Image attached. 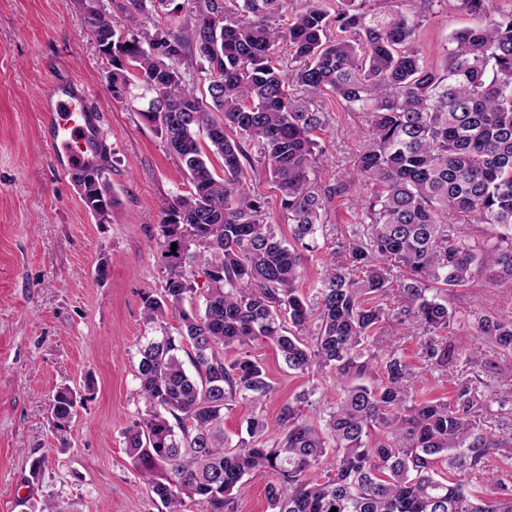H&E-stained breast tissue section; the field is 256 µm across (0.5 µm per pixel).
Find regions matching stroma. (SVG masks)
<instances>
[{
	"mask_svg": "<svg viewBox=\"0 0 512 512\" xmlns=\"http://www.w3.org/2000/svg\"><path fill=\"white\" fill-rule=\"evenodd\" d=\"M475 22L457 0H439L416 45L438 63L450 35ZM56 84L74 85L103 116L95 162L116 200L106 218L91 213L71 176L52 164L41 118ZM151 97L134 84L127 98H113L80 0H0V512H30L51 497L70 512H166L139 481L122 436L144 409L135 379L146 330L140 295L164 283L161 211L189 186L141 115ZM321 107L327 123L314 135L322 152L313 172L328 185L351 171L365 121L332 94ZM373 191L359 181L327 205L303 293L313 294L331 249L361 220ZM448 306L455 314L450 336L470 347L475 316L512 317V291L478 279L449 293ZM386 340L411 366L419 394L448 397L474 381L487 430L512 433V403L502 404L498 379L473 364L441 377L422 367L418 337L391 325ZM251 355L273 385L264 404L272 440L282 404L315 383L288 370L271 345L254 343ZM315 385L330 390L328 382ZM65 386L86 398L61 441L50 405ZM38 458L45 466L36 478L31 464Z\"/></svg>",
	"mask_w": 512,
	"mask_h": 512,
	"instance_id": "obj_1",
	"label": "stroma"
}]
</instances>
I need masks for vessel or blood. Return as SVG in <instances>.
<instances>
[{"mask_svg":"<svg viewBox=\"0 0 512 512\" xmlns=\"http://www.w3.org/2000/svg\"><path fill=\"white\" fill-rule=\"evenodd\" d=\"M43 129L52 158L61 170L91 164L90 146L97 130L85 98L67 92L48 102Z\"/></svg>","mask_w":512,"mask_h":512,"instance_id":"1","label":"vessel or blood"}]
</instances>
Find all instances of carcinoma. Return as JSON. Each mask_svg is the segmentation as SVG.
<instances>
[{"label":"carcinoma","instance_id":"1","mask_svg":"<svg viewBox=\"0 0 512 512\" xmlns=\"http://www.w3.org/2000/svg\"><path fill=\"white\" fill-rule=\"evenodd\" d=\"M175 2L124 0L117 19L102 0H84L112 96L135 79L154 93L142 116L190 184L162 210L164 285L140 296L150 329L136 374L145 410L123 437L142 483L167 512H187L188 502L237 512L245 484L271 474L274 512H512V436L484 428L485 407L467 383L449 399L417 396L411 367L383 340L390 322L422 332L419 359L442 376L462 359L493 370L479 357L484 347L512 353L511 317L478 316L474 348L446 335L448 292L479 277L512 288V14L486 18L484 0H458L480 20L453 33L434 66L415 46L421 14L406 0L367 9L335 0L334 11L329 0H303L287 21L284 0ZM169 5L172 17L186 12L177 30L136 31L140 15ZM282 47L297 68L280 65ZM192 67L206 74L204 97L185 79ZM329 94L365 116L353 169L376 191L306 295L304 252L317 248L327 204L354 184L311 181L314 133L326 121L317 103ZM251 145L279 191L286 236L250 175ZM72 179L89 210L115 206L100 168ZM198 293L204 309H186ZM258 341L289 370L336 388L317 421V387L283 404L271 444L263 405L273 385L250 354ZM80 398L69 387L55 393L57 436ZM241 400L252 413L233 439L224 412ZM496 449L503 464L493 473L485 459ZM329 453L332 468H320ZM456 472L468 483L451 479Z\"/></svg>","mask_w":512,"mask_h":512}]
</instances>
